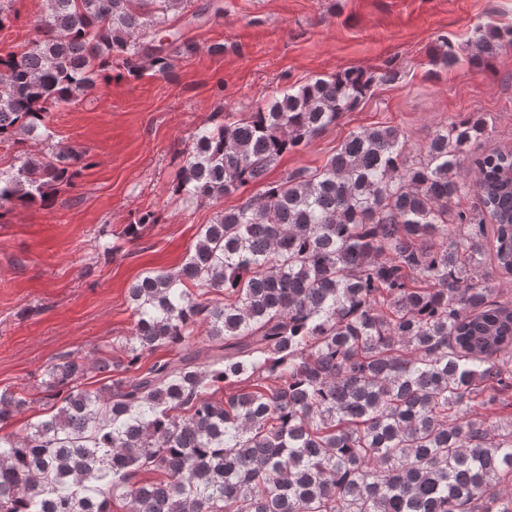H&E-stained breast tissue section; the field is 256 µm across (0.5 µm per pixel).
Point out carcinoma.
I'll use <instances>...</instances> for the list:
<instances>
[{"label":"carcinoma","mask_w":512,"mask_h":512,"mask_svg":"<svg viewBox=\"0 0 512 512\" xmlns=\"http://www.w3.org/2000/svg\"><path fill=\"white\" fill-rule=\"evenodd\" d=\"M47 2L38 37L0 56V143L45 136L46 114L114 58L167 72L169 14L188 5ZM511 46V27L486 23L466 56L442 37L430 63L479 68ZM395 79L351 67L227 113L196 136L175 192L199 204L263 183ZM486 134L479 115L451 121L410 159L391 125L353 131L322 168L219 211L178 271L129 288L132 336L92 360L120 377L90 390L84 363L46 366L47 412L0 435V512H512V422L490 419L512 393V305L481 285L493 262L512 272L497 178L512 151L478 152ZM88 159L52 151L0 174V218L48 204ZM468 186L477 214L452 209ZM155 223L142 211L127 234ZM197 324L208 344L194 349ZM162 347L177 353L142 367ZM31 404L1 389L0 424Z\"/></svg>","instance_id":"obj_1"}]
</instances>
